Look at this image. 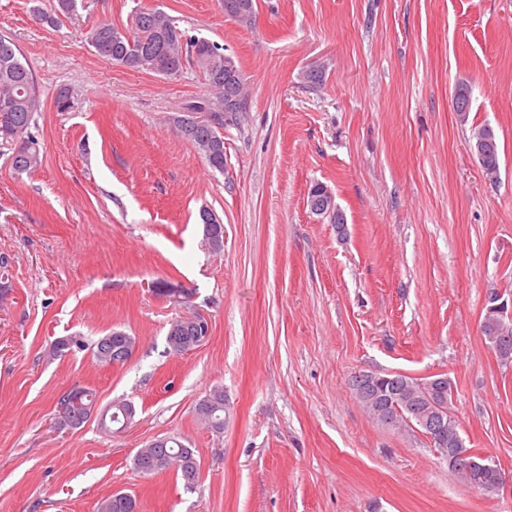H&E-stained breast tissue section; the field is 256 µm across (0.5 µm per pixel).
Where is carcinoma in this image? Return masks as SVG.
<instances>
[{
  "label": "carcinoma",
  "instance_id": "carcinoma-1",
  "mask_svg": "<svg viewBox=\"0 0 512 512\" xmlns=\"http://www.w3.org/2000/svg\"><path fill=\"white\" fill-rule=\"evenodd\" d=\"M224 14L241 22H250L256 14V0H223ZM86 40L95 54L104 62L131 70L149 69L169 78L179 76L186 65L195 67L205 78L212 96L189 105L185 114L173 122L182 137L192 143L205 157L211 168L224 171V113L236 110L237 102L246 98L245 79L236 60L224 54V48L195 35H189L175 25L173 19L158 9L141 8L134 12L131 25L119 29L109 21H100L86 31ZM41 107L40 96L31 71L19 58L15 43L0 36V138L11 141L12 167L19 173L38 169L43 163L38 141L28 132L35 112ZM472 107V91L459 86L453 100V110L465 123ZM208 112L212 123L203 126L196 115ZM480 143L485 153L481 164L485 175L497 177L500 152L494 129L484 124L472 128L470 143ZM482 334L492 344H498L497 353L504 363L512 362V318L493 309H486L481 325ZM197 327L179 325L175 337L166 339L167 351L181 354L195 347ZM113 334L101 337L93 346L98 363L112 365L118 359L112 356ZM357 400L368 414L381 425L397 430L411 426L424 432L421 421L443 418L446 427L441 440L433 448L443 457L448 450L468 451L457 423L451 416L452 386L446 377H432L419 381L403 374H390L386 385L379 389L354 391ZM95 402L94 393L79 389L70 410L58 412L56 429L75 430L89 418V408ZM197 415L212 430H224V390H211L196 407ZM134 468L144 475H152L175 468L184 486L191 489L198 483L199 468L194 450L176 437H164L158 445L137 451ZM460 481L485 493L497 491L504 479L502 471H480L469 474L451 470ZM137 500L130 494L116 492L101 500L97 512H136Z\"/></svg>",
  "mask_w": 512,
  "mask_h": 512
}]
</instances>
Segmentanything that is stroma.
<instances>
[{
  "label": "stroma",
  "mask_w": 512,
  "mask_h": 512,
  "mask_svg": "<svg viewBox=\"0 0 512 512\" xmlns=\"http://www.w3.org/2000/svg\"><path fill=\"white\" fill-rule=\"evenodd\" d=\"M51 2L0 0V36L39 89L43 154L18 174L0 144V512H97L115 492L139 512H512V490L464 487L422 433L385 428L349 387L358 373L448 378L467 447L512 483V364L481 332L488 298L512 317V0H257L248 27L222 0H78L51 26ZM140 7L241 67L250 110L223 129V171L173 123L209 95L195 68L130 70L86 42ZM316 68L323 83L306 84ZM485 123L494 181L469 149ZM317 182L343 228L310 211ZM203 207L224 224L221 253ZM195 314L208 341L168 354L171 322ZM114 331L136 349L99 364L89 346ZM70 336L82 348L53 355ZM74 387L95 392V413L57 431ZM217 387L220 433L196 413ZM123 400L133 419L102 428ZM167 436L195 449L194 490L134 469ZM478 141L485 153V162L483 164L480 163L481 168L487 177L490 179L496 178L500 169V152L496 133L489 124L472 128L469 144L471 148Z\"/></svg>",
  "instance_id": "stroma-1"
}]
</instances>
